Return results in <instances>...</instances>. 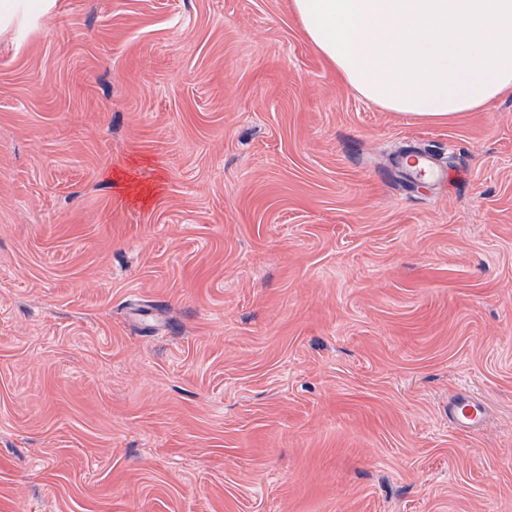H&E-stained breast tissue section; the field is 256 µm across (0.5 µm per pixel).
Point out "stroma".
<instances>
[{
  "instance_id": "obj_1",
  "label": "stroma",
  "mask_w": 512,
  "mask_h": 512,
  "mask_svg": "<svg viewBox=\"0 0 512 512\" xmlns=\"http://www.w3.org/2000/svg\"><path fill=\"white\" fill-rule=\"evenodd\" d=\"M0 512H512V94L383 111L288 0L0 29ZM485 405L474 397L455 396L448 401V421L461 429L475 431L486 421Z\"/></svg>"
}]
</instances>
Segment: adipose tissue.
Returning a JSON list of instances; mask_svg holds the SVG:
<instances>
[{
  "instance_id": "obj_1",
  "label": "adipose tissue",
  "mask_w": 512,
  "mask_h": 512,
  "mask_svg": "<svg viewBox=\"0 0 512 512\" xmlns=\"http://www.w3.org/2000/svg\"><path fill=\"white\" fill-rule=\"evenodd\" d=\"M303 36L368 102L428 123L512 92V0H290Z\"/></svg>"
}]
</instances>
